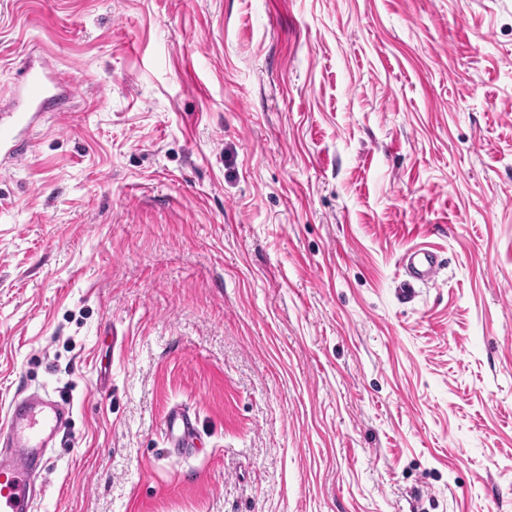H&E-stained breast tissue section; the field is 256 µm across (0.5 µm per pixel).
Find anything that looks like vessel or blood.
<instances>
[{
	"label": "vessel or blood",
	"instance_id": "b4317fda",
	"mask_svg": "<svg viewBox=\"0 0 512 512\" xmlns=\"http://www.w3.org/2000/svg\"><path fill=\"white\" fill-rule=\"evenodd\" d=\"M9 111L0 113V165L21 160L31 146V134L42 112L67 111L74 93L68 80L43 65L24 68L8 91ZM403 264L414 280L435 281L439 262L429 248L407 251ZM69 412L51 396H32L11 402L6 412L8 444L0 448V512H32L31 474L47 465L50 442L67 428ZM167 435L181 446L193 443L191 417L174 408L167 415Z\"/></svg>",
	"mask_w": 512,
	"mask_h": 512
}]
</instances>
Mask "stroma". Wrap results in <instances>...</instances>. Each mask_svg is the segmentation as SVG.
<instances>
[{
    "label": "stroma",
    "instance_id": "35a3bbf8",
    "mask_svg": "<svg viewBox=\"0 0 512 512\" xmlns=\"http://www.w3.org/2000/svg\"><path fill=\"white\" fill-rule=\"evenodd\" d=\"M44 57L73 109L0 176V418L72 408L35 512H512V0H0V93ZM403 265L410 277L416 281L434 282L438 275V257L431 249L424 246L407 251L403 257ZM168 439L181 446L193 443L196 429L191 417L181 409L173 408L169 411L166 420Z\"/></svg>",
    "mask_w": 512,
    "mask_h": 512
}]
</instances>
